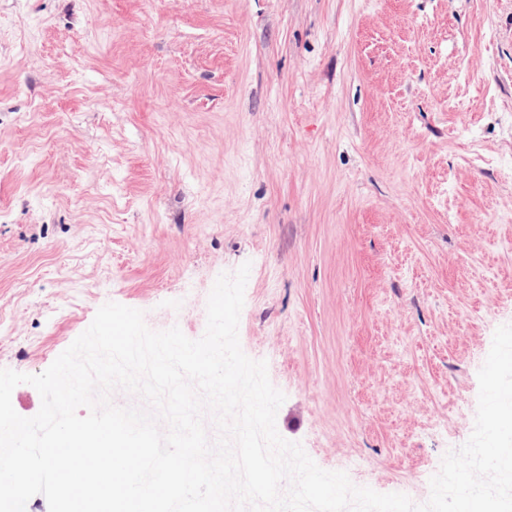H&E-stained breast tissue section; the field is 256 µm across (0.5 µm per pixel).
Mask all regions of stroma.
<instances>
[{
	"instance_id": "1",
	"label": "stroma",
	"mask_w": 512,
	"mask_h": 512,
	"mask_svg": "<svg viewBox=\"0 0 512 512\" xmlns=\"http://www.w3.org/2000/svg\"><path fill=\"white\" fill-rule=\"evenodd\" d=\"M246 262L280 435L424 503L512 324V0H0V368Z\"/></svg>"
}]
</instances>
